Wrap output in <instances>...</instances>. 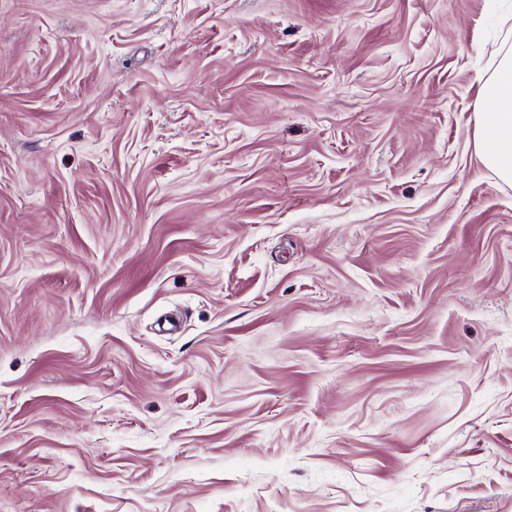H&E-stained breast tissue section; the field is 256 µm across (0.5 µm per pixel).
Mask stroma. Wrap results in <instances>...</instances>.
Here are the masks:
<instances>
[{"label":"stroma","mask_w":512,"mask_h":512,"mask_svg":"<svg viewBox=\"0 0 512 512\" xmlns=\"http://www.w3.org/2000/svg\"><path fill=\"white\" fill-rule=\"evenodd\" d=\"M512 0H0V512H512ZM474 123L480 163L500 183L512 186V46L500 52L482 81Z\"/></svg>","instance_id":"obj_1"}]
</instances>
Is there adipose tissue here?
I'll return each instance as SVG.
<instances>
[{
    "mask_svg": "<svg viewBox=\"0 0 512 512\" xmlns=\"http://www.w3.org/2000/svg\"><path fill=\"white\" fill-rule=\"evenodd\" d=\"M474 123L480 163L500 183L512 186V46L482 82Z\"/></svg>",
    "mask_w": 512,
    "mask_h": 512,
    "instance_id": "1",
    "label": "adipose tissue"
}]
</instances>
